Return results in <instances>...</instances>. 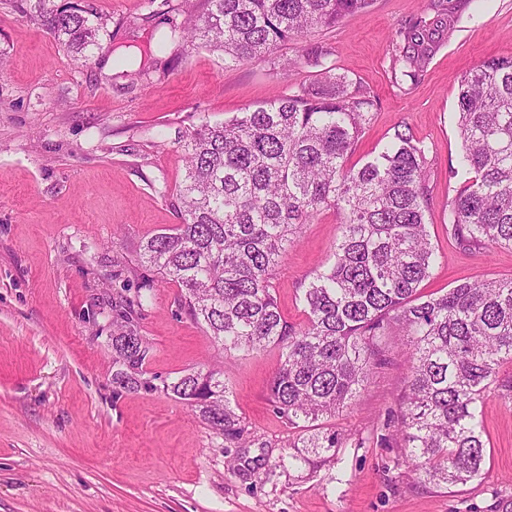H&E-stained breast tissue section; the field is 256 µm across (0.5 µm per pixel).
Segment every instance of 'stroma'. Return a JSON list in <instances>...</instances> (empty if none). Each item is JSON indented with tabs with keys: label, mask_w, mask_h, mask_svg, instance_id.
<instances>
[{
	"label": "stroma",
	"mask_w": 512,
	"mask_h": 512,
	"mask_svg": "<svg viewBox=\"0 0 512 512\" xmlns=\"http://www.w3.org/2000/svg\"><path fill=\"white\" fill-rule=\"evenodd\" d=\"M107 20L87 59L67 53L28 15L0 0V512H512V400L478 406L486 464L451 488L418 482L387 426L407 381L401 333L353 403L326 420L346 440L315 469L289 464L296 433L269 401L281 362L272 345L224 358L205 327L180 311L179 288L152 282L137 331L143 376L157 389L116 392L113 257L136 259L157 230L181 223V139L204 123L255 109L319 79L293 63L228 65L203 46L157 44L168 22L206 0H88ZM433 31L424 75H392L397 31ZM327 64L368 89L375 115L351 163L387 142L395 125L428 148L426 222L438 261L424 288L512 276V247L479 253L448 234V177L461 151L457 76L512 57V0H373L313 35ZM323 211L288 249L273 282L288 323L306 321L301 291L340 235ZM217 369L251 437L225 443L198 409L158 386Z\"/></svg>",
	"instance_id": "1"
}]
</instances>
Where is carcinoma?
<instances>
[{"label": "carcinoma", "instance_id": "carcinoma-1", "mask_svg": "<svg viewBox=\"0 0 512 512\" xmlns=\"http://www.w3.org/2000/svg\"><path fill=\"white\" fill-rule=\"evenodd\" d=\"M10 2L78 58L100 46L106 22L89 9ZM206 2L203 14L171 21L162 42L204 45L241 64L334 27L372 0ZM429 34L419 23L403 33L400 76L419 80ZM457 83L461 157L448 179L464 181L448 200V235L468 250L512 247V57L489 60ZM374 106L369 91L329 66L314 87L188 131L183 223L146 238L137 265L181 288L179 309L224 353L282 349L270 402L298 430L290 458L310 468L341 447L338 434L316 422L355 400L383 339L400 331L408 376L392 436L420 481L455 487L485 465L477 404L492 386L512 399V378L501 377L512 364V277L422 292L437 261L426 223V147L397 125L376 156L349 164ZM331 209L341 216L340 237L332 262L302 289L307 322L297 328L282 317L272 280L303 225ZM142 310L140 294L112 304L124 322L112 337L121 365L115 388L170 393L198 407L224 442L242 446L247 430L220 372L191 371L161 387L141 378L148 347L134 322Z\"/></svg>", "mask_w": 512, "mask_h": 512}]
</instances>
